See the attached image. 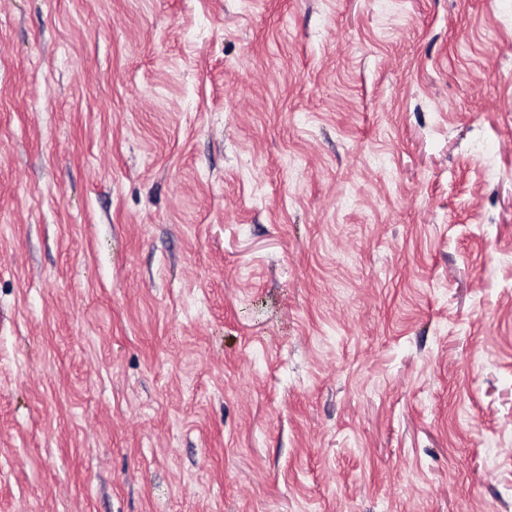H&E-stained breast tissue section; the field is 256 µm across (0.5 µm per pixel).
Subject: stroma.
I'll list each match as a JSON object with an SVG mask.
<instances>
[{
	"label": "stroma",
	"mask_w": 512,
	"mask_h": 512,
	"mask_svg": "<svg viewBox=\"0 0 512 512\" xmlns=\"http://www.w3.org/2000/svg\"><path fill=\"white\" fill-rule=\"evenodd\" d=\"M0 512H512V0H0Z\"/></svg>",
	"instance_id": "obj_1"
}]
</instances>
